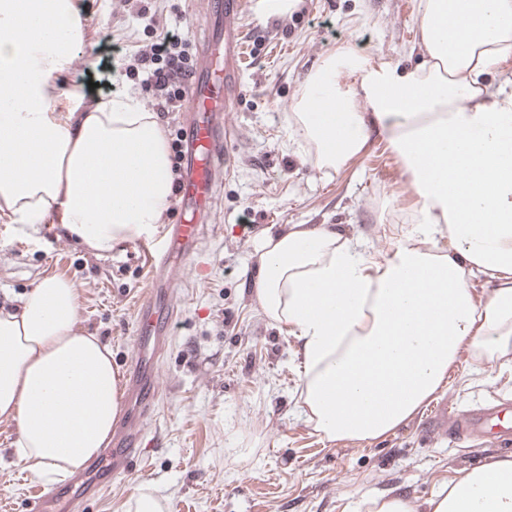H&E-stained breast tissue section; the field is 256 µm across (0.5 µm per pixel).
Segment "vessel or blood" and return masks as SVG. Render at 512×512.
Listing matches in <instances>:
<instances>
[{
    "mask_svg": "<svg viewBox=\"0 0 512 512\" xmlns=\"http://www.w3.org/2000/svg\"><path fill=\"white\" fill-rule=\"evenodd\" d=\"M208 3V34L200 65L186 76L192 108L181 147L183 178L179 195L183 209L189 210L191 216L172 225L168 235L138 241L140 251L152 260L158 281L143 300L136 326L142 362L129 370L126 385V400L133 410L115 424L112 446L101 459L90 463L65 485L41 489L34 496L29 512H47L51 504L60 500L86 506L106 492L114 479L126 475L130 463L145 448L142 423L158 398L155 378L176 313L166 254L173 249L193 254L207 236L216 192L214 161L223 155L227 139L224 113L240 91L237 20L242 2L208 0ZM502 411V406L496 405L452 416L443 408L435 418L434 428L480 436L490 424L499 421Z\"/></svg>",
    "mask_w": 512,
    "mask_h": 512,
    "instance_id": "obj_1",
    "label": "vessel or blood"
}]
</instances>
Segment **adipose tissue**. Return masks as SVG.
Masks as SVG:
<instances>
[{"instance_id":"adipose-tissue-1","label":"adipose tissue","mask_w":512,"mask_h":512,"mask_svg":"<svg viewBox=\"0 0 512 512\" xmlns=\"http://www.w3.org/2000/svg\"><path fill=\"white\" fill-rule=\"evenodd\" d=\"M419 22L422 63L329 57L295 114L323 167L374 133L406 158L420 208L403 241L377 259L334 225L293 224L259 244L257 300L299 342L307 415L329 440L388 434L464 348L512 347V88L485 79L512 55V0H420ZM84 39L73 0H0V216L61 225L108 253L162 223L172 177L137 94L91 103L68 86ZM342 66L357 83L337 85ZM476 278L493 286L482 302ZM78 306L76 284L52 276L0 311V420L16 422V451L39 476L101 454L121 409L112 352L78 330ZM428 508L512 512V460L461 472Z\"/></svg>"}]
</instances>
